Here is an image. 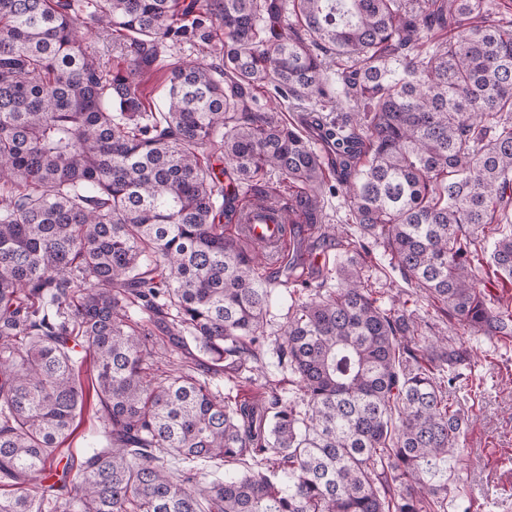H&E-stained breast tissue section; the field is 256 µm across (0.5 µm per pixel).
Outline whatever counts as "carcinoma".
<instances>
[{"instance_id":"cac0c4a2","label":"carcinoma","mask_w":512,"mask_h":512,"mask_svg":"<svg viewBox=\"0 0 512 512\" xmlns=\"http://www.w3.org/2000/svg\"><path fill=\"white\" fill-rule=\"evenodd\" d=\"M288 5L282 25L281 0H0V512H444L470 351L379 303L351 257L291 306L283 402L257 359L272 288L216 218L225 175L263 200L271 174L300 187L288 210L327 232L339 192L451 327L512 337L474 275L512 278V230L474 248L512 206V22L490 0ZM167 43L205 56L171 64L157 114L136 78ZM262 89L313 106L288 123ZM78 348L109 446L77 463ZM226 369L267 398L229 408L208 379ZM87 41L90 42L92 47H95V49L109 61L112 68L123 69L128 65V60L121 52L120 48L113 46V44L110 41L108 42V40H103L102 36L97 38V35L92 34Z\"/></svg>"}]
</instances>
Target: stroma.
<instances>
[{
    "mask_svg": "<svg viewBox=\"0 0 512 512\" xmlns=\"http://www.w3.org/2000/svg\"><path fill=\"white\" fill-rule=\"evenodd\" d=\"M198 47L175 45L164 50L160 65L139 76L140 89L154 111L163 108L162 91L168 82L169 63L199 57ZM347 242H337L312 234L299 224L291 236L285 268L275 270L279 284L276 298L266 316L268 338L257 354L264 372L278 380L283 400L295 399L298 390L292 375L279 367L274 348L287 322L292 302L306 299L310 289L337 285L334 260L353 253ZM365 274L375 298L383 303L405 304L419 322L441 330L443 322L430 301L413 293L398 272L392 271L382 249H374ZM462 342L472 354L458 391L461 411L469 422L464 428L463 451L449 459L458 492L448 504V512H512V339L497 340L462 334ZM96 377L92 359H84L80 383L87 397L77 420L78 427L67 440L73 455L90 447L107 445L101 413L93 398Z\"/></svg>",
    "mask_w": 512,
    "mask_h": 512,
    "instance_id": "obj_1",
    "label": "stroma"
}]
</instances>
